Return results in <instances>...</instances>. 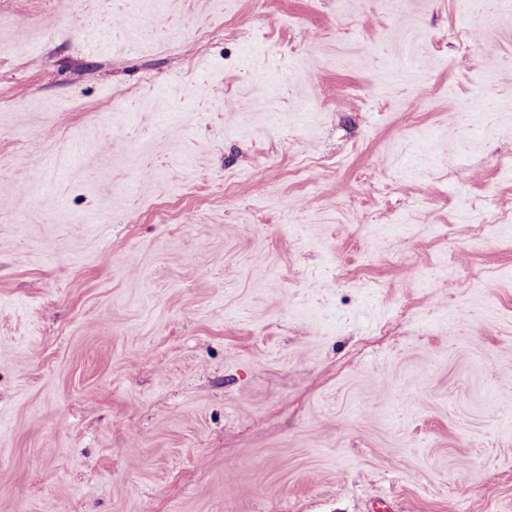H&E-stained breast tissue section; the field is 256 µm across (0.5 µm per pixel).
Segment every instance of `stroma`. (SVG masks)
<instances>
[{
	"label": "stroma",
	"instance_id": "stroma-1",
	"mask_svg": "<svg viewBox=\"0 0 512 512\" xmlns=\"http://www.w3.org/2000/svg\"><path fill=\"white\" fill-rule=\"evenodd\" d=\"M378 500L512 512V0H0V512Z\"/></svg>",
	"mask_w": 512,
	"mask_h": 512
}]
</instances>
